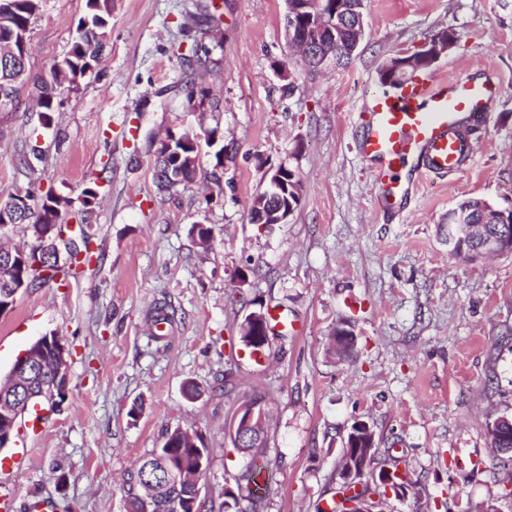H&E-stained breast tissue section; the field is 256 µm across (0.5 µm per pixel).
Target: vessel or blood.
Instances as JSON below:
<instances>
[{
    "instance_id": "obj_1",
    "label": "vessel or blood",
    "mask_w": 512,
    "mask_h": 512,
    "mask_svg": "<svg viewBox=\"0 0 512 512\" xmlns=\"http://www.w3.org/2000/svg\"><path fill=\"white\" fill-rule=\"evenodd\" d=\"M498 94L467 76L427 75L397 95H374L358 150L373 169L382 205L402 211L412 186L462 171L472 151L467 133L486 122Z\"/></svg>"
}]
</instances>
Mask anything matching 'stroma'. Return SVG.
Wrapping results in <instances>:
<instances>
[{
  "label": "stroma",
  "instance_id": "obj_1",
  "mask_svg": "<svg viewBox=\"0 0 512 512\" xmlns=\"http://www.w3.org/2000/svg\"><path fill=\"white\" fill-rule=\"evenodd\" d=\"M217 2V23L190 15ZM285 0H112L106 47L92 71L64 86L52 127L37 90L0 107V202L23 193L20 160L43 153L40 190L89 218L94 260L77 277L22 292L0 315V373L53 332L71 352L66 401L45 408L29 466L0 482L14 512L52 500L69 512H124L122 479L162 433L202 434L210 464L206 512H224L227 473L244 460L224 435L252 389L266 394L273 475L266 512H317L338 488L343 438L370 424L379 448L406 461L420 497L386 512H512V461L490 453L488 425L512 416V254L468 262L448 252V211L465 198L512 197V0H364L365 30L349 66L309 74L284 41ZM85 0H41L30 25L31 75L69 49ZM455 45L440 77L492 79L500 94L472 132L467 168L413 188L401 214L381 208L357 141L378 71L434 34ZM205 43L213 65L181 49ZM286 66L294 85L284 92ZM217 129L223 167L203 147L196 180L162 191L155 152L167 133ZM286 166L301 180L284 224H253L254 197ZM212 229L208 248L190 234ZM246 284H239L240 272ZM288 315L263 361L238 341L250 300ZM173 306L168 339L150 335L155 303ZM358 336L336 359L339 320ZM233 370L237 392L218 389ZM205 393L183 395L186 381Z\"/></svg>",
  "mask_w": 512,
  "mask_h": 512
}]
</instances>
